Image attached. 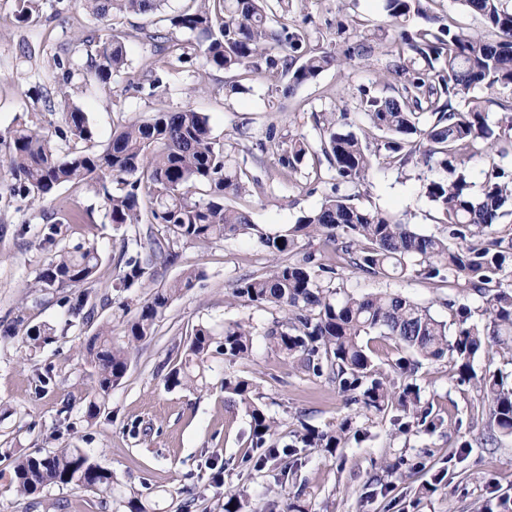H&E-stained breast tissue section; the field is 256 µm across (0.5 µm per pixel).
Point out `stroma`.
Segmentation results:
<instances>
[{"label": "stroma", "mask_w": 512, "mask_h": 512, "mask_svg": "<svg viewBox=\"0 0 512 512\" xmlns=\"http://www.w3.org/2000/svg\"><path fill=\"white\" fill-rule=\"evenodd\" d=\"M16 12V0H0V130L40 126L51 131L60 125L63 112L77 107L86 113L94 144L101 150L113 131L131 120L192 106L207 116L216 142L245 160L250 175L264 185L265 196L236 202L249 212L259 232L274 233L294 224L302 213L317 209L330 191L322 183L309 193L282 180L272 141L282 140L311 113L333 107L354 113L356 126H364L363 117L356 114L360 88L376 96L390 93L382 79L388 60L382 52L371 66L350 75L327 70L288 96L263 80L229 93L224 85L234 80V73L205 69L196 62L168 70L151 39L158 29L155 17L138 14H119L112 20L113 34L127 45L128 65L104 93L86 73L87 40L100 36V26L77 0L63 6L57 0H40L27 23L17 22ZM293 12L296 19H310L317 44L338 53L354 40L355 30L338 31L337 21L389 23L384 0H295ZM57 55L71 71L64 86L53 63ZM157 77L164 86L154 91L150 84ZM7 155V147L0 145V512H128L125 503L134 495L146 512H183L189 498L194 501L190 512H224L222 492L228 486L241 494L242 512H262L277 492L299 498L309 512H383L384 499L367 498L365 489L381 466L421 457L427 466L438 468L458 455L459 441L447 429L393 438L389 417L371 415L358 419L367 432L362 442L333 455L320 448L301 449L296 475L282 474L272 463L254 467L252 460L261 451L248 446L249 418L225 392V377L252 381L259 404L277 421L286 444L299 422L328 430L348 413L331 384L292 369L269 347L262 331L279 318V311L233 298L237 279L271 263L256 234L208 245L172 243L160 224L137 230L111 224L102 197L81 183L60 187L45 202L35 203L14 192ZM437 176V171L425 169L403 175L373 170L360 202L392 214L410 212L418 232L441 233L423 188L424 178ZM75 205L86 225L63 233L61 246L70 249L90 239L101 255L89 285L87 324L71 320L67 313L65 298L71 287L43 291L36 286L48 262L41 246L45 227L62 221ZM139 231L169 242L176 258L148 270L133 288H115L120 259L134 254L133 238ZM190 270L199 274L193 288L170 303L153 335L132 350L125 377L106 395L98 416L88 418L97 382L83 348L94 326L111 320L119 304L137 309L157 289ZM333 285L358 295L392 287L427 306L437 295L420 278L392 284L348 271ZM241 319L259 329L248 357L213 358L203 381L167 386L171 370L187 357L193 329L202 325L219 331ZM35 327L51 329L52 334L32 339L27 331ZM416 382L423 400L443 413L456 409L459 419H467L447 364H423ZM74 446L113 472L111 497L74 485L49 486L31 496L17 493L11 477L19 457ZM462 466L473 475L466 487H438L420 512H470L479 499L512 493V438H503L493 453L472 449Z\"/></svg>", "instance_id": "stroma-1"}]
</instances>
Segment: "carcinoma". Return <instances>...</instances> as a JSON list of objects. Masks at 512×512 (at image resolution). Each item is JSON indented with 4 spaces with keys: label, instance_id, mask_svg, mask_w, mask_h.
I'll list each match as a JSON object with an SVG mask.
<instances>
[{
    "label": "carcinoma",
    "instance_id": "obj_1",
    "mask_svg": "<svg viewBox=\"0 0 512 512\" xmlns=\"http://www.w3.org/2000/svg\"><path fill=\"white\" fill-rule=\"evenodd\" d=\"M102 25L118 13L157 14L163 0H83ZM196 6L160 21L169 27L207 34L193 45L175 41L166 47V67L173 71L198 59L210 69L234 72L246 79L288 80L283 92L314 81L331 68L351 70L369 60L376 48L390 42L383 77L390 78L389 97L360 89L359 108L369 132L344 133L350 113L334 109L313 112L311 130L297 129L274 143L280 174L288 181H332L319 209L298 217L291 227L260 234L259 243L271 255L293 250L298 237H322L335 258L308 252L288 263L239 279L232 296L255 306L285 313L284 321L264 331L270 347L315 377L336 384L345 405L355 412L336 427L320 430L301 424L297 440L306 447L333 454L359 443L365 433L361 415H388L396 433L415 427L434 433L444 418L423 401L415 376L423 363L446 362L452 379L474 393L467 400L471 427L482 426L474 441L495 449L512 436V374L475 367L481 356L499 349L512 352V231L497 229L512 216V174L500 167L493 148L512 146V106L491 120L477 89L512 88V9L503 0H462L481 16L482 32H467L453 19L430 16L436 0H385L394 35L378 26L356 24V39L338 56L313 44L307 21L290 17L294 0H192ZM428 20L405 29L410 14ZM87 73L97 88L110 87L112 77L126 65L125 43L101 37L88 54ZM63 126L52 131L19 128L0 133L9 140L6 158L17 192L41 201L67 183H84L102 193L111 223L118 226L162 224L176 240L209 244L255 229L249 212L231 201L264 192L250 178L245 162L226 153L211 137L206 115L186 107L133 120L112 135L107 147L94 149L93 132L85 113L71 108ZM65 144L60 150L57 141ZM64 157H59V152ZM488 157L479 196L471 192L465 170L468 158ZM438 166L445 175L425 186L432 203V220L444 232L414 230L410 213L390 214L357 203L369 172L381 166L404 171L409 166ZM202 198H196V195ZM60 227L49 224L42 242L50 253L39 277L43 288L81 286L91 282L99 263L95 243L57 249ZM148 251L129 256L115 287L131 288L149 266L169 262L174 254L147 235ZM347 269L378 279L422 278L435 288L458 289L439 304L448 311L442 320L431 308L388 289L337 297L331 287L338 270ZM199 274L190 271L143 302L134 316L118 307L122 339H112V323L98 326L87 341L89 362L98 391L109 392L128 370L133 347L152 335L173 298L194 286ZM471 297L481 304L467 303ZM89 293L82 289L67 299L70 315L89 322L84 313ZM256 328L235 321L220 332L199 326L191 334L188 357L192 369L178 368L168 376L172 386L195 382L209 369L214 354L244 358L252 348ZM393 343L394 358L379 362L374 337ZM224 391L233 395L250 418V443L265 448L263 465L281 458L298 465L294 444L278 447L277 423L256 403L253 384L239 377L224 378ZM464 461L432 470L409 501L393 498L387 508L415 512L422 498L456 477ZM16 491L34 495L50 485H69L112 493L114 475L95 463L82 448H62L43 457H26L14 467ZM472 512H512V495L504 492L480 500Z\"/></svg>",
    "mask_w": 512,
    "mask_h": 512
}]
</instances>
